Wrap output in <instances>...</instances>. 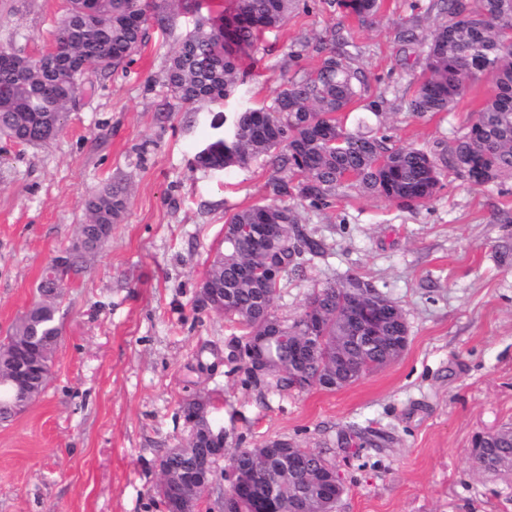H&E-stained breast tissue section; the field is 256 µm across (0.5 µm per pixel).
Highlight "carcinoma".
I'll return each instance as SVG.
<instances>
[{
  "label": "carcinoma",
  "mask_w": 512,
  "mask_h": 512,
  "mask_svg": "<svg viewBox=\"0 0 512 512\" xmlns=\"http://www.w3.org/2000/svg\"><path fill=\"white\" fill-rule=\"evenodd\" d=\"M347 16L370 26L383 0H328ZM448 21L436 26L426 41L420 75L409 82L413 91L402 93L408 112L417 117L451 110L466 87L483 75L492 78L494 93L484 99L475 117L437 158L413 146H395L380 137L352 133L344 125L345 113L362 97V72L352 67L355 53L350 43L336 35L317 40V66L284 83L271 104L247 108L236 114L233 135L199 151L194 165L222 171L246 167L268 157L275 175L267 183L273 199L298 198L311 207L325 206L345 184L381 196L405 208L429 201L448 173L472 185H488L512 177V0H441ZM151 4L147 0H71L66 16L55 29L58 51L32 60L20 68L0 65V136L29 144L39 135L54 137L64 114L75 105L90 71L115 72L133 61L147 35ZM297 8V0H231L227 11L238 20L233 43L224 41L220 15L195 23L169 56L165 81L182 102L220 103L240 77L243 57L260 36L282 27ZM125 199L106 186L86 203L88 221L81 226L86 238L72 246L68 274L57 280H40L37 298L12 326L11 337L35 336L41 348L43 374L31 379L33 395L45 391L61 328L57 320L70 275L88 262L108 237L96 235L95 225L116 223ZM251 224H284L285 236L272 263L279 281L303 265V256L324 253L325 244L304 232L298 214L286 205H254L232 213L224 224V249L208 261L202 283L218 296L210 309L237 321L243 335L262 334L276 317L271 285L254 278L249 269L264 257L256 252L243 228ZM363 309L355 290L326 281L309 295L301 317L283 322L288 331L303 333L307 318L321 323V332L336 347L317 350L300 361L292 346L269 335L268 355L282 368L272 376L277 390L294 387L300 379L307 388L334 389L349 384L343 371L333 368L336 350L370 372L387 363L397 349L407 345L403 311L379 318L380 341L364 347L351 341L361 332ZM13 419L8 386L0 385V421ZM497 458V473L512 472V427L488 441ZM198 453L167 449L161 463L191 493L202 490ZM332 467L321 453L307 448L281 447L269 440L254 448H239L229 465L207 479L209 489L219 480L241 490L233 512H288L293 507L302 478H316ZM344 494L339 486L327 502L307 501L314 512H336Z\"/></svg>",
  "instance_id": "obj_1"
}]
</instances>
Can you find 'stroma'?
Instances as JSON below:
<instances>
[{
	"label": "stroma",
	"instance_id": "1",
	"mask_svg": "<svg viewBox=\"0 0 512 512\" xmlns=\"http://www.w3.org/2000/svg\"><path fill=\"white\" fill-rule=\"evenodd\" d=\"M228 5H167L127 70L91 74L93 89L54 139L0 140V341L77 238L86 199L109 184L127 198L108 242L69 279L45 393L0 423V512H163L160 459L183 444L179 404L196 395L209 398L226 452L274 439L323 452L347 488L336 512H512V476L478 472L471 456L476 434L512 426V179L474 186L450 175L411 209L354 188L328 207L290 200L327 249L283 281L281 319H298L312 289L351 271L404 312L401 357L352 385L267 392L227 359L238 326L195 305L226 213L268 202L274 168L261 158L205 171L194 156L230 138L236 112L271 103L315 67L312 51L289 61L300 42L333 30L359 46L366 87L346 127L397 145L441 152L491 83L472 84L452 111L411 116L396 93L447 18L437 0H384L369 27L326 0H299L245 59L249 73L223 104L180 103L164 82L168 57L195 22ZM64 7L0 0V47L38 56ZM404 28L415 43L399 42ZM378 98L376 115L365 104Z\"/></svg>",
	"mask_w": 512,
	"mask_h": 512
}]
</instances>
